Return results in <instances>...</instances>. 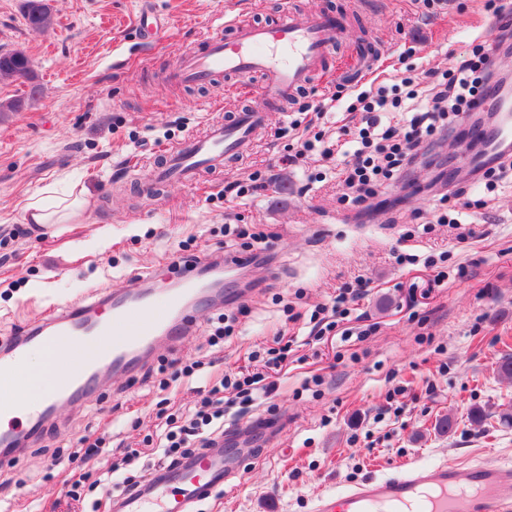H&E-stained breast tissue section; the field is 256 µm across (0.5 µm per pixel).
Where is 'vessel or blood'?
<instances>
[{"label":"vessel or blood","instance_id":"b4317fda","mask_svg":"<svg viewBox=\"0 0 512 512\" xmlns=\"http://www.w3.org/2000/svg\"><path fill=\"white\" fill-rule=\"evenodd\" d=\"M348 25L345 15L304 13L284 5L280 19L263 25L222 19L196 48L168 70V82L206 86L227 79L231 89H247L252 102L203 134H190L163 154L147 186L197 183L206 170L224 169L249 154L257 129L282 111L297 91L325 70L337 40ZM490 140V155L512 154V114L499 116L495 129H475ZM178 288L163 298L128 281L117 293L45 311L16 336L0 342V395L17 384L16 369L29 348L49 353L67 349L66 369L50 393L0 403V420L22 414L25 427H0V461L32 446L52 408L95 392L107 373H121L150 354L165 339L189 334L185 310L197 294L193 269L180 267ZM246 449L223 444L194 454L174 468L165 467L132 491L112 500L113 512H193L243 471ZM316 512H512V464L474 463L467 468L441 462L414 463L397 473L366 479L335 494L317 498Z\"/></svg>","mask_w":512,"mask_h":512}]
</instances>
